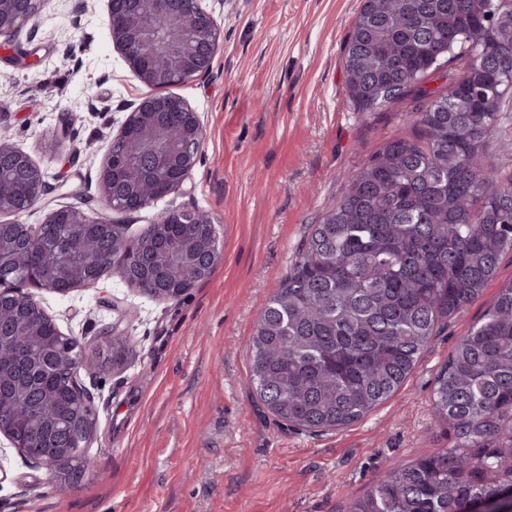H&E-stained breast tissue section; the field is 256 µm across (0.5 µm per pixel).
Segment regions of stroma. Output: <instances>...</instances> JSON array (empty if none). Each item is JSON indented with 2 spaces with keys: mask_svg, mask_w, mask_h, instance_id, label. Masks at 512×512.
<instances>
[{
  "mask_svg": "<svg viewBox=\"0 0 512 512\" xmlns=\"http://www.w3.org/2000/svg\"><path fill=\"white\" fill-rule=\"evenodd\" d=\"M362 0H207L224 29L209 73L173 86L205 126L182 190L126 214L100 199L98 169L128 104L147 87L114 49L105 0H54L0 46V138L44 173L23 223L71 205L138 237L176 208L208 212L222 258L181 300L130 287L111 268L90 288L37 298L60 330L93 348L126 336L123 364L88 356L79 381L97 422L82 480L60 495L48 467L0 437V512H347L391 463L448 448L432 415L448 355L495 295L446 324L388 402L337 431L289 427L259 401L248 341L308 227L389 136L394 109L364 119L342 52Z\"/></svg>",
  "mask_w": 512,
  "mask_h": 512,
  "instance_id": "stroma-1",
  "label": "stroma"
}]
</instances>
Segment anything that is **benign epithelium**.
<instances>
[{
    "label": "benign epithelium",
    "mask_w": 512,
    "mask_h": 512,
    "mask_svg": "<svg viewBox=\"0 0 512 512\" xmlns=\"http://www.w3.org/2000/svg\"><path fill=\"white\" fill-rule=\"evenodd\" d=\"M204 0H107V23L113 47L121 54L130 71L152 90L128 107V114L115 138L134 129L138 132L140 151L125 159L122 179H116L112 148H107L99 167L98 188L101 200L117 210L128 197L136 195L144 174L165 173L172 166L178 172L163 189L166 197L179 192L190 178L200 158L205 138L201 118L190 103L160 90L185 83L208 72L216 54L224 46V30L213 14L203 6ZM51 0H0V37L10 38L24 26H36ZM173 115L174 132L164 139L157 136L158 116ZM10 160L27 166L32 177L23 206L9 210L19 216L41 199V168L23 151L0 140V161ZM99 223L76 207L51 210L44 223ZM213 223V218L199 210L168 211L156 223L157 233L166 234L169 224ZM71 416L87 426L92 434L96 421L85 412L82 400L73 402ZM53 471L61 495L72 488L59 458L34 459Z\"/></svg>",
    "instance_id": "obj_1"
}]
</instances>
